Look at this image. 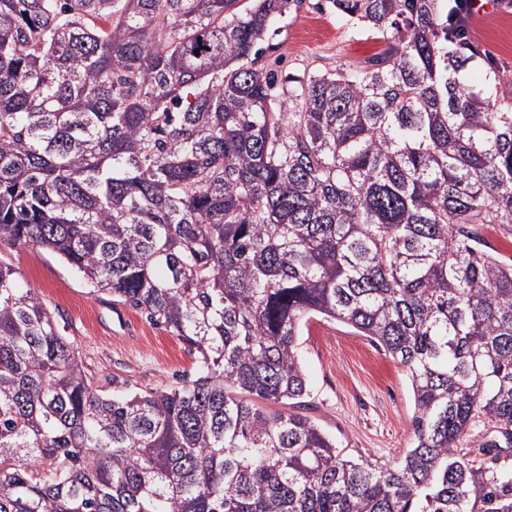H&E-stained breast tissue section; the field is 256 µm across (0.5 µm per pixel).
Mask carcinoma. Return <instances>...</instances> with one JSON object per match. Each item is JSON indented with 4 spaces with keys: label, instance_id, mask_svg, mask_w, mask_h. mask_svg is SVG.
<instances>
[{
    "label": "carcinoma",
    "instance_id": "1",
    "mask_svg": "<svg viewBox=\"0 0 512 512\" xmlns=\"http://www.w3.org/2000/svg\"><path fill=\"white\" fill-rule=\"evenodd\" d=\"M329 2L385 51L278 78L302 0H0V250L197 363L105 392L0 258V512H512V98L448 0ZM313 320L406 368L397 464L297 412Z\"/></svg>",
    "mask_w": 512,
    "mask_h": 512
}]
</instances>
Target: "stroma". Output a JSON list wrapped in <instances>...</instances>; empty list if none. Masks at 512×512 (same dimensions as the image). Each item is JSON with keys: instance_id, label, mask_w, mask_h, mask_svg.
<instances>
[{"instance_id": "35a3bbf8", "label": "stroma", "mask_w": 512, "mask_h": 512, "mask_svg": "<svg viewBox=\"0 0 512 512\" xmlns=\"http://www.w3.org/2000/svg\"><path fill=\"white\" fill-rule=\"evenodd\" d=\"M483 54L469 70L481 87L488 70L512 91V0H478L469 30ZM267 67L299 76L364 64L382 40L343 25L328 0H303L269 32ZM23 284L37 288L60 317L96 385L149 390L193 374L195 357L177 338L150 324L138 310L115 307L90 293L79 275L38 245L7 256ZM310 395L307 414L351 459L392 465L412 445L413 398L404 368L351 327L312 321L300 338Z\"/></svg>"}]
</instances>
